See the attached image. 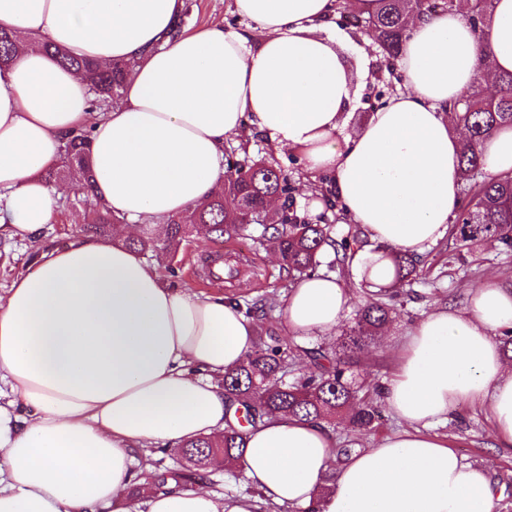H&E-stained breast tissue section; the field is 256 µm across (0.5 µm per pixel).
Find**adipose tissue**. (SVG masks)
Segmentation results:
<instances>
[{"label":"adipose tissue","instance_id":"1","mask_svg":"<svg viewBox=\"0 0 512 512\" xmlns=\"http://www.w3.org/2000/svg\"><path fill=\"white\" fill-rule=\"evenodd\" d=\"M342 0H232L245 31L172 36L185 0H0L18 38L0 68V234L29 243L33 269L0 295V512H258V500L318 512H495L488 468L433 433L462 405H485L495 447L512 448V366L496 331L512 328V289L483 282L465 310L434 308L406 335L385 391L405 431L337 461L324 424L280 415L249 428L241 462L257 496L200 485L130 488L137 449L221 437L232 414L218 383L256 349L234 302L169 288L124 240L163 231L224 184V143L244 126L334 174L351 223L378 248L353 261L369 289L392 280L391 254L424 255L458 205L463 133L449 105L512 72V0L480 28L462 12L417 16L398 60L404 86L344 133L362 72L332 29ZM50 41L97 63L133 62L123 98L93 111L87 75L33 50ZM90 135L113 237L41 241L57 187L46 169L63 137ZM492 176L512 172V128L481 146ZM352 294L331 275L298 280L283 300L292 338L329 336Z\"/></svg>","mask_w":512,"mask_h":512}]
</instances>
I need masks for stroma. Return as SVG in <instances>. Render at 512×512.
Masks as SVG:
<instances>
[{"mask_svg":"<svg viewBox=\"0 0 512 512\" xmlns=\"http://www.w3.org/2000/svg\"><path fill=\"white\" fill-rule=\"evenodd\" d=\"M221 25L228 30L244 28L245 20L234 13L232 0H187L183 27L188 31ZM367 58H360L352 49H344L343 59L350 69L368 67L366 82L356 88V105L346 113L344 126L354 130L366 123L385 98L392 94L400 82L398 73L392 72L376 43L366 47ZM229 149H246L251 156L263 157L277 163L287 173L293 189L298 215L311 224L333 225L337 235H345L349 226L336 201L321 200L313 203L309 191L321 188L332 180L331 175L312 176L306 173L296 158L282 154L260 133L244 127L238 136L226 143ZM89 209L81 194L72 192L58 199L54 218L46 225L41 238L45 244L62 247L76 236L77 221L86 217ZM223 254L225 260L247 253L251 267L232 280H216L200 276L201 262L214 253ZM146 262L156 267L163 280L176 289H183L201 297L210 295L254 298L265 294L284 297L288 281L280 273V265L269 247L243 239L221 245L213 241L202 242L189 236L174 259L168 260L153 253H145ZM422 277L414 284V293L400 296L394 302L389 322L390 334L385 342L369 348L365 358L350 371L351 377L366 390L372 391L374 404L382 408L380 424L368 431H355L343 419L332 420L329 428L337 447L354 449L374 445L382 437L401 428L400 422L389 409L381 405L382 396L377 389L388 382L393 369V347L401 345L408 329L428 315L436 306L451 304L465 309L473 289L485 280L512 273V251L486 242L469 247L459 246L452 236H445L426 252ZM450 446L464 459L476 466L490 469L493 483L502 488L503 497L497 512H512V451L492 445L490 422L486 410L477 404L464 406L437 428Z\"/></svg>","mask_w":512,"mask_h":512,"instance_id":"1","label":"stroma"}]
</instances>
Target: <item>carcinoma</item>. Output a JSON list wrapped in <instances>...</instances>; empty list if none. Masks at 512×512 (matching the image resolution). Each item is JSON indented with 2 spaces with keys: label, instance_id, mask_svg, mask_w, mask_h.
<instances>
[{
  "label": "carcinoma",
  "instance_id": "obj_1",
  "mask_svg": "<svg viewBox=\"0 0 512 512\" xmlns=\"http://www.w3.org/2000/svg\"><path fill=\"white\" fill-rule=\"evenodd\" d=\"M491 2L475 0L472 10L465 15L471 26L479 27ZM459 7V0H376V8L370 15L365 17L350 10L346 19L354 27H368L393 66L407 37L405 19L408 15H435ZM32 47L55 56L65 68L94 72V92L99 108L107 111L121 101L125 77L133 63L117 61L101 68L47 42L35 41ZM14 56L12 34L0 27V64L11 62ZM451 110L469 131L460 156V194L466 196L467 202L455 214L456 237L465 246L489 242L511 250L512 175L487 176L480 145L498 129L512 126V73L499 75L498 86L492 94L478 84L473 86L465 98L451 105ZM89 150L87 132L67 135L62 161L45 172V179L65 177L75 182L81 193L92 201L88 222L80 226V232L106 238L114 233L119 219L96 199L89 174ZM272 197L282 200L283 216L279 222L270 221L266 209ZM199 224L209 225L212 238L221 243L256 233L252 240L274 248L282 269L293 281L316 273L326 253L335 256L332 266L341 267L351 245H368L365 231L358 225L353 233L338 239L332 235L330 225L301 220L294 212L291 187L284 170L263 159H254L245 151L225 155L223 195L168 219L165 237H156L148 227L140 237L128 240L127 245L141 252L151 251L172 258L179 252L189 227ZM392 261L395 278L389 292L369 298L358 307L353 326L336 347L284 343L269 334L260 339L257 353L224 375L221 382L224 395L230 404L243 411V415L227 421L224 435L219 439L201 436L184 442L183 458L195 474L206 471L215 456L224 457L229 464L239 462L245 449L246 426H255L282 412L313 422H325L344 412L349 424L359 430H369L378 424L377 406L360 396V389L346 379L345 373L357 362L359 354L381 336L394 299L409 294L408 288L418 280L422 259L396 255ZM295 357L309 360L312 368L288 383L284 381L288 359Z\"/></svg>",
  "mask_w": 512,
  "mask_h": 512
}]
</instances>
